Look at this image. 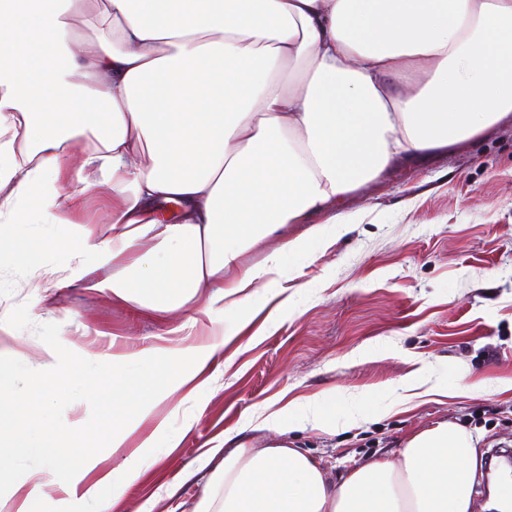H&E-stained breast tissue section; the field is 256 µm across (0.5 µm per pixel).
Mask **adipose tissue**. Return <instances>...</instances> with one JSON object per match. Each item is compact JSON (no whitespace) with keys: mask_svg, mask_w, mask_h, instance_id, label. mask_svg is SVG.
Returning <instances> with one entry per match:
<instances>
[{"mask_svg":"<svg viewBox=\"0 0 512 512\" xmlns=\"http://www.w3.org/2000/svg\"><path fill=\"white\" fill-rule=\"evenodd\" d=\"M0 0V267L34 270L36 300L86 279L158 318L206 315L231 342L342 230L314 215L342 205L394 161L442 151L512 118V0ZM95 39L86 40L84 30ZM306 60L296 90L281 67ZM110 187L106 224L76 215ZM288 224L306 232L280 240ZM276 247L242 267L268 240ZM23 373L0 372V415L35 512L58 453L63 481L94 512H117L137 467L98 473L179 391L207 396L214 348L113 347L76 363L61 342ZM189 367L173 375L175 359ZM163 388L105 407L133 373ZM98 405L92 426L54 421L59 395ZM288 403L225 431L199 512H474L479 439L448 421L418 429L395 457L334 475L289 446L327 425ZM274 433L261 444L255 433Z\"/></svg>","mask_w":512,"mask_h":512,"instance_id":"1","label":"adipose tissue"}]
</instances>
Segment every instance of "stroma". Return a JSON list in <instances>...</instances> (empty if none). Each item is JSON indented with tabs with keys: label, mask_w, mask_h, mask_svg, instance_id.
<instances>
[{
	"label": "stroma",
	"mask_w": 512,
	"mask_h": 512,
	"mask_svg": "<svg viewBox=\"0 0 512 512\" xmlns=\"http://www.w3.org/2000/svg\"><path fill=\"white\" fill-rule=\"evenodd\" d=\"M347 228L293 279L292 305L256 320L246 349L210 366L211 392L176 394L157 409L173 427H193L173 452L122 497V512H195L212 500L205 443L280 397L331 394L335 431L289 433L296 446L336 474L355 461L396 451L411 431L440 421L466 425L483 451L512 448V390L483 394L484 383L512 381V123L408 165H394L346 199ZM0 349L43 360L42 336L55 334L73 359L124 342L140 350L169 326H191L184 342L212 346L206 316L167 320L112 302L80 283L32 304L25 273L0 268ZM80 316L66 322L67 313ZM10 427L0 428V512H16Z\"/></svg>",
	"instance_id": "35a3bbf8"
}]
</instances>
